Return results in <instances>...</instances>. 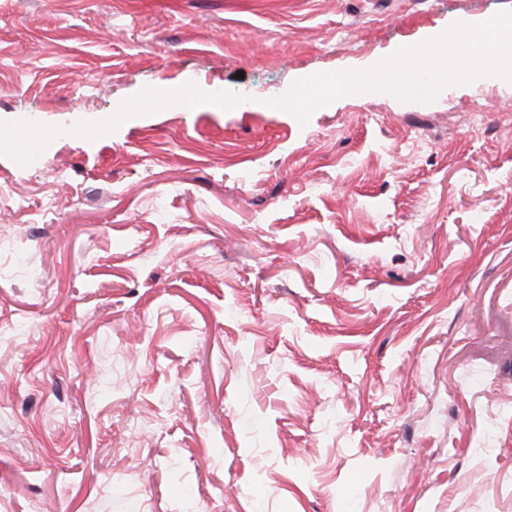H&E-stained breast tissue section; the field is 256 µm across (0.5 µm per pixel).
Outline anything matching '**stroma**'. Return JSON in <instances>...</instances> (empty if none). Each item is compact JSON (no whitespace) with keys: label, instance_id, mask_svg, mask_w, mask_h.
I'll list each match as a JSON object with an SVG mask.
<instances>
[{"label":"stroma","instance_id":"obj_1","mask_svg":"<svg viewBox=\"0 0 512 512\" xmlns=\"http://www.w3.org/2000/svg\"><path fill=\"white\" fill-rule=\"evenodd\" d=\"M501 11L0 0V512H512V83L268 105Z\"/></svg>","mask_w":512,"mask_h":512}]
</instances>
